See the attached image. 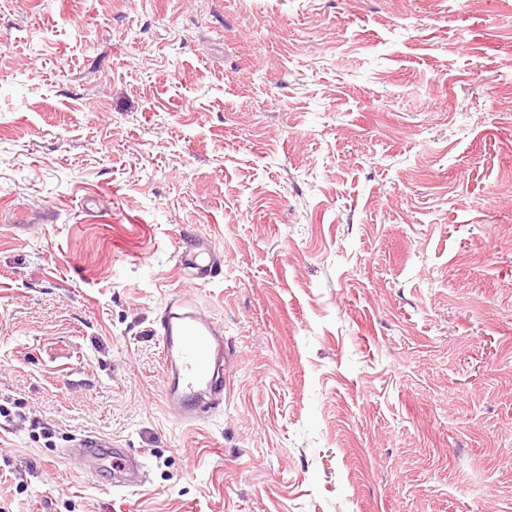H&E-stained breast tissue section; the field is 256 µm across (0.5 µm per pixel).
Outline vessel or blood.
Wrapping results in <instances>:
<instances>
[{"mask_svg": "<svg viewBox=\"0 0 512 512\" xmlns=\"http://www.w3.org/2000/svg\"><path fill=\"white\" fill-rule=\"evenodd\" d=\"M177 258L191 285L210 283L222 273L221 259L201 239L185 240ZM156 333L162 344L165 404L179 423L197 424L212 402L220 400L224 393V367L228 361L224 334L187 292L167 302ZM69 453L97 471L103 469L107 459L123 461L122 475L110 481L113 488L127 489L140 481L141 466L136 458L110 440L88 436L73 444Z\"/></svg>", "mask_w": 512, "mask_h": 512, "instance_id": "obj_1", "label": "vessel or blood"}]
</instances>
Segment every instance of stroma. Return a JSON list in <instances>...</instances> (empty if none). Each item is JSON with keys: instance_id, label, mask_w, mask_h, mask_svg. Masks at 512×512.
Returning a JSON list of instances; mask_svg holds the SVG:
<instances>
[{"instance_id": "1", "label": "stroma", "mask_w": 512, "mask_h": 512, "mask_svg": "<svg viewBox=\"0 0 512 512\" xmlns=\"http://www.w3.org/2000/svg\"><path fill=\"white\" fill-rule=\"evenodd\" d=\"M0 408V512H512V0H0ZM177 258L185 279L191 285L210 283L222 273V260L200 238L185 240L177 251ZM156 333L162 344L165 404L179 423L197 424L224 394V334L187 292L167 302ZM69 448V454L82 461L84 465L98 471L105 467L104 462L108 458L125 461L122 476H113L110 484L117 490L127 489L136 486L140 482L141 465L135 457H132L126 448H117L112 440L96 436H88L80 439Z\"/></svg>"}]
</instances>
